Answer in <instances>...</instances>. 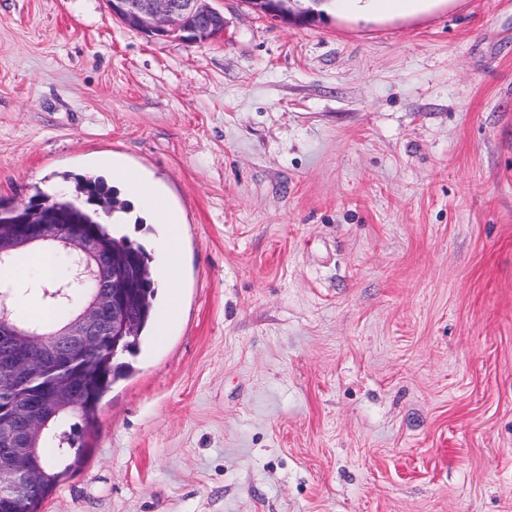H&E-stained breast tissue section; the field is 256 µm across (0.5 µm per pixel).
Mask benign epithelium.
Listing matches in <instances>:
<instances>
[{
	"label": "benign epithelium",
	"mask_w": 512,
	"mask_h": 512,
	"mask_svg": "<svg viewBox=\"0 0 512 512\" xmlns=\"http://www.w3.org/2000/svg\"><path fill=\"white\" fill-rule=\"evenodd\" d=\"M275 18L289 19L292 0H246ZM113 18L125 26L153 38H171L205 43L224 33V13L210 0H106ZM11 210L16 218L0 227V259L43 245L55 244L77 257L72 281L91 279L98 285L91 301L61 328L43 334L12 317L9 295L0 293V391L13 392L41 373L42 389L54 392L56 409H75L90 400L80 387L55 389L50 375L82 360L95 344L119 342L131 330L130 298L135 284L146 279V271L131 274L120 256L106 260L110 252L101 239L81 219L82 202H75L63 216L31 200L20 205L0 201V210ZM52 416L35 395L21 403L0 409L3 443L0 450V512H17L26 491L44 478L31 439L45 436Z\"/></svg>",
	"instance_id": "1"
}]
</instances>
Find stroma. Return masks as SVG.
<instances>
[{"label":"stroma","mask_w":512,"mask_h":512,"mask_svg":"<svg viewBox=\"0 0 512 512\" xmlns=\"http://www.w3.org/2000/svg\"><path fill=\"white\" fill-rule=\"evenodd\" d=\"M152 39L0 0V201L118 158L180 305L42 512H512V0ZM112 183L122 184L133 197L136 205L151 213L154 224L166 227V233L158 241V250L163 263L160 280L173 286L177 282L179 264L177 260V230L181 224L177 211L169 204L160 187L142 172L110 161Z\"/></svg>","instance_id":"stroma-1"}]
</instances>
